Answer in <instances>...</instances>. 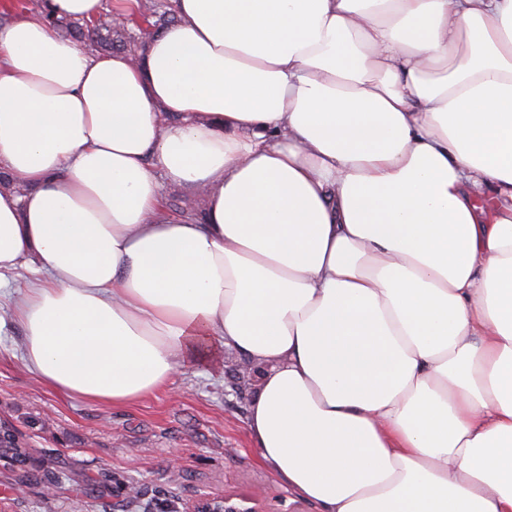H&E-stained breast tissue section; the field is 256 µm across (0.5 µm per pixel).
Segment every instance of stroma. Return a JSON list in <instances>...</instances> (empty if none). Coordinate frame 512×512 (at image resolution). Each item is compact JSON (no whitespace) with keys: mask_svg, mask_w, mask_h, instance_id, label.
Instances as JSON below:
<instances>
[{"mask_svg":"<svg viewBox=\"0 0 512 512\" xmlns=\"http://www.w3.org/2000/svg\"><path fill=\"white\" fill-rule=\"evenodd\" d=\"M25 335L0 323V425L31 462H0V512H188L207 496L263 486L261 512H318L262 464L237 362L186 366L171 388L106 407L63 399L24 366Z\"/></svg>","mask_w":512,"mask_h":512,"instance_id":"obj_1","label":"stroma"}]
</instances>
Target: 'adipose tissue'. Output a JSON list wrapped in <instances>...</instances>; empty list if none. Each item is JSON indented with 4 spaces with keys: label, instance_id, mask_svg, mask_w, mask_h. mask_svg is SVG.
<instances>
[{
    "label": "adipose tissue",
    "instance_id": "adipose-tissue-1",
    "mask_svg": "<svg viewBox=\"0 0 512 512\" xmlns=\"http://www.w3.org/2000/svg\"><path fill=\"white\" fill-rule=\"evenodd\" d=\"M172 4L134 56L45 18L102 0L0 25L26 368L119 406L237 355L319 512H512V0ZM162 195L164 197L165 204L167 203L168 206L170 203H172L171 201H175L176 203L179 204V206H181L183 208H197L198 207L196 200L199 198L196 197L195 194H193L185 189H182V188L173 187L166 182L162 183ZM173 206L175 207L174 208L175 211H178L179 213L187 215V216L197 218L196 214L188 213V212H185L184 210H180L181 207H179L177 204H173Z\"/></svg>",
    "mask_w": 512,
    "mask_h": 512
}]
</instances>
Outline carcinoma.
<instances>
[{"mask_svg":"<svg viewBox=\"0 0 512 512\" xmlns=\"http://www.w3.org/2000/svg\"><path fill=\"white\" fill-rule=\"evenodd\" d=\"M47 22L62 35L78 42L91 37L100 46H112L113 35H125L130 26L147 25L156 30L174 22L176 16L169 10L163 0H139L135 13L125 15L119 12L110 13L105 20L72 19L46 14Z\"/></svg>","mask_w":512,"mask_h":512,"instance_id":"carcinoma-1","label":"carcinoma"}]
</instances>
